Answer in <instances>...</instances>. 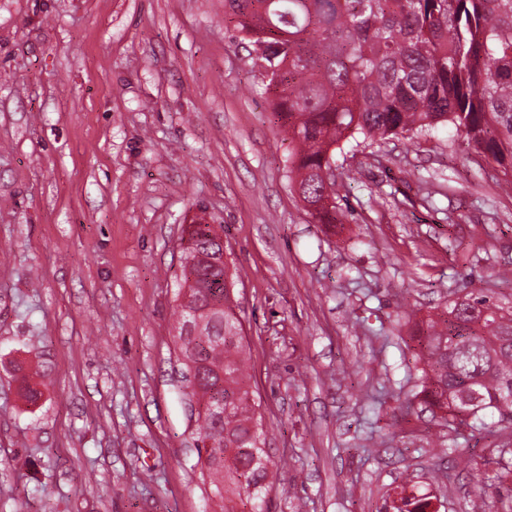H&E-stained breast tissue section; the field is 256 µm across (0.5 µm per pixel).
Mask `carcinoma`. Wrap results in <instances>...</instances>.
<instances>
[{
    "label": "carcinoma",
    "instance_id": "cac0c4a2",
    "mask_svg": "<svg viewBox=\"0 0 512 512\" xmlns=\"http://www.w3.org/2000/svg\"><path fill=\"white\" fill-rule=\"evenodd\" d=\"M224 19L253 46L272 112L292 145L296 192L319 224H340L336 155L358 139H411L452 126L512 186V0H224ZM224 225L202 217L182 245L179 304L198 312L180 338L207 399L197 414L201 462L220 512H264L269 458L249 391L239 305L226 293ZM417 358L420 395L451 430L487 414L512 428V309L469 291L430 320ZM224 409V419L213 412ZM499 507L512 512V448L496 449Z\"/></svg>",
    "mask_w": 512,
    "mask_h": 512
}]
</instances>
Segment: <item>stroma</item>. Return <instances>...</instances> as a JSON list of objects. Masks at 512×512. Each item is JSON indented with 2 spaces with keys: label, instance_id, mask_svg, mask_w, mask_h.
Returning <instances> with one entry per match:
<instances>
[{
  "label": "stroma",
  "instance_id": "1",
  "mask_svg": "<svg viewBox=\"0 0 512 512\" xmlns=\"http://www.w3.org/2000/svg\"><path fill=\"white\" fill-rule=\"evenodd\" d=\"M235 36L224 0H0V512H214L173 334L202 213L238 274L270 512L418 486L482 512L512 434L440 426L402 319L460 289L512 307L500 167L453 133L363 145L348 218L315 223Z\"/></svg>",
  "mask_w": 512,
  "mask_h": 512
}]
</instances>
